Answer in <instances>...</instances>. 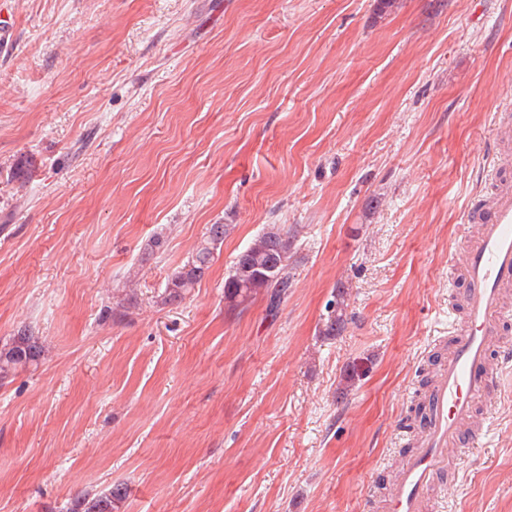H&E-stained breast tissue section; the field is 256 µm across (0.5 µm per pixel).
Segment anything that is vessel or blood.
Listing matches in <instances>:
<instances>
[{"instance_id":"b4317fda","label":"vessel or blood","mask_w":512,"mask_h":512,"mask_svg":"<svg viewBox=\"0 0 512 512\" xmlns=\"http://www.w3.org/2000/svg\"><path fill=\"white\" fill-rule=\"evenodd\" d=\"M476 222L480 233L464 260L466 329L439 365L421 436L400 465L386 512H439L432 492L451 467L449 452L478 440L467 428L474 405L496 386L501 367L512 364V345L499 340L506 316L501 290L512 284V194L498 195Z\"/></svg>"}]
</instances>
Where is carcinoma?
<instances>
[{
	"label": "carcinoma",
	"mask_w": 512,
	"mask_h": 512,
	"mask_svg": "<svg viewBox=\"0 0 512 512\" xmlns=\"http://www.w3.org/2000/svg\"><path fill=\"white\" fill-rule=\"evenodd\" d=\"M229 224H212L207 228L205 239L196 247L184 264L168 279L161 294L164 305L182 301L205 276L210 268L214 250L224 242L230 232ZM288 236L275 227H270L257 236L251 245L235 258L232 269L224 281V301L232 310L246 308L260 293L269 300V311H275L281 300L288 295L291 277L288 272ZM279 276L270 273L275 263ZM347 292L336 291L333 310L320 330L326 339L341 335L352 316L348 313ZM42 346L27 330H20L9 342L0 347V381H4L18 369L38 363ZM126 497V489L118 484L108 493L97 498L78 497L71 503L69 512H117L119 504Z\"/></svg>",
	"instance_id": "cac0c4a2"
}]
</instances>
